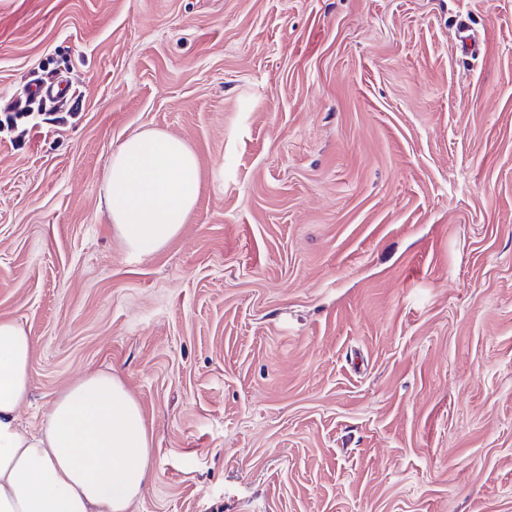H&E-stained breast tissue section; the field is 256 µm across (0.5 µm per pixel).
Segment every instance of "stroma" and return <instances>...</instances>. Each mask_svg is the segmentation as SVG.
Segmentation results:
<instances>
[{
	"label": "stroma",
	"mask_w": 512,
	"mask_h": 512,
	"mask_svg": "<svg viewBox=\"0 0 512 512\" xmlns=\"http://www.w3.org/2000/svg\"><path fill=\"white\" fill-rule=\"evenodd\" d=\"M0 319L39 428L94 371L140 403L128 512H512V0H0ZM199 164L127 250L113 151ZM198 195L195 154L159 130L123 141L104 174L103 206L122 244L137 253L154 252L175 237Z\"/></svg>",
	"instance_id": "stroma-1"
}]
</instances>
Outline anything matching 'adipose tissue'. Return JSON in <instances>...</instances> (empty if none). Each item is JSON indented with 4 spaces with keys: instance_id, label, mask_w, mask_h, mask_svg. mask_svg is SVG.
<instances>
[{
    "instance_id": "ef3b65f1",
    "label": "adipose tissue",
    "mask_w": 512,
    "mask_h": 512,
    "mask_svg": "<svg viewBox=\"0 0 512 512\" xmlns=\"http://www.w3.org/2000/svg\"><path fill=\"white\" fill-rule=\"evenodd\" d=\"M198 195L195 154L159 130L123 141L104 174L103 206L137 253L175 237ZM33 349L18 322L0 320V512H127L149 479L152 453L139 403L118 377L97 371L57 395L38 431L23 430Z\"/></svg>"
}]
</instances>
